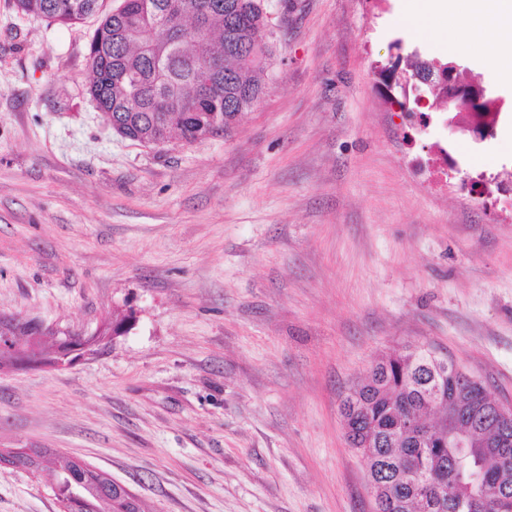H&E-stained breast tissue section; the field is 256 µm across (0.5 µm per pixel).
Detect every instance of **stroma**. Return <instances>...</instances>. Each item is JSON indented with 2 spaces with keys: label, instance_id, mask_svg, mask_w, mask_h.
Wrapping results in <instances>:
<instances>
[{
  "label": "stroma",
  "instance_id": "obj_1",
  "mask_svg": "<svg viewBox=\"0 0 512 512\" xmlns=\"http://www.w3.org/2000/svg\"><path fill=\"white\" fill-rule=\"evenodd\" d=\"M399 2L267 0L258 103L154 147L87 93L97 17L0 0V313L133 316L70 367L0 373V448L81 458L150 512H371L340 404L374 361L429 345L512 407V88L443 24L404 37ZM398 38L505 99L494 137L390 102ZM0 512L63 507L2 469Z\"/></svg>",
  "mask_w": 512,
  "mask_h": 512
}]
</instances>
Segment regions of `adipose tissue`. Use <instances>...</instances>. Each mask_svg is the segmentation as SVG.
Here are the masks:
<instances>
[{
  "mask_svg": "<svg viewBox=\"0 0 512 512\" xmlns=\"http://www.w3.org/2000/svg\"><path fill=\"white\" fill-rule=\"evenodd\" d=\"M445 15L457 42L473 38V59L487 67L502 83H512V58L502 55L504 43L512 42V0H410L403 20L416 15Z\"/></svg>",
  "mask_w": 512,
  "mask_h": 512,
  "instance_id": "obj_1",
  "label": "adipose tissue"
}]
</instances>
